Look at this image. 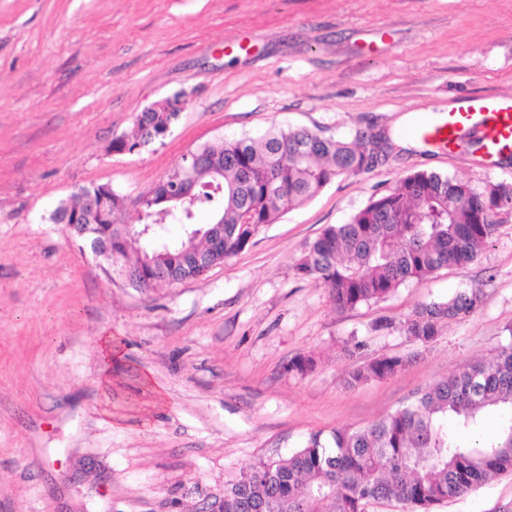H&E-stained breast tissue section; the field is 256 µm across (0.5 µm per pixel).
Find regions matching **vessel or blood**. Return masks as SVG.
<instances>
[{
  "label": "vessel or blood",
  "mask_w": 512,
  "mask_h": 512,
  "mask_svg": "<svg viewBox=\"0 0 512 512\" xmlns=\"http://www.w3.org/2000/svg\"><path fill=\"white\" fill-rule=\"evenodd\" d=\"M410 135L450 152L474 133L486 160L512 155V97L464 99L445 112L417 113Z\"/></svg>",
  "instance_id": "b4317fda"
}]
</instances>
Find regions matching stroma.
Listing matches in <instances>:
<instances>
[{
    "mask_svg": "<svg viewBox=\"0 0 512 512\" xmlns=\"http://www.w3.org/2000/svg\"><path fill=\"white\" fill-rule=\"evenodd\" d=\"M243 48L227 50L231 40ZM512 95V0H0V512H200L259 460L314 433L362 429L512 342V208L479 260L336 309L297 275L308 242L407 173L481 192L512 159L475 143L403 148L404 115ZM167 134L109 149L159 100ZM388 131L370 170L334 179L202 278L148 291L105 272L51 215L79 187L136 200L219 139L271 128ZM482 289L483 305L427 345L397 327L416 307ZM119 357L101 358L104 338ZM408 356L396 375L350 371ZM315 361L306 375L298 357ZM434 512H512V475ZM409 362V357L404 356L376 358L350 372L346 383L355 387L372 380L386 379L403 370Z\"/></svg>",
    "mask_w": 512,
    "mask_h": 512,
    "instance_id": "obj_1",
    "label": "stroma"
}]
</instances>
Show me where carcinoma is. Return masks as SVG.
I'll return each instance as SVG.
<instances>
[{
    "instance_id": "1",
    "label": "carcinoma",
    "mask_w": 512,
    "mask_h": 512,
    "mask_svg": "<svg viewBox=\"0 0 512 512\" xmlns=\"http://www.w3.org/2000/svg\"><path fill=\"white\" fill-rule=\"evenodd\" d=\"M159 107L141 112L117 151L145 147L177 120ZM374 134L351 141L305 129L268 131L260 138L218 140L197 149L194 211L211 210L222 224L194 222L168 174L142 210L138 224H118L125 198L106 185L81 188L67 211L78 215L80 238L112 239L116 268L127 285L148 290L196 280L245 251L259 230L293 206L315 197L342 174L370 169L366 155ZM94 197L96 207L83 204ZM512 186L476 192L436 172L416 171L371 200L346 224L329 225L308 243L295 264L297 274L325 288L336 307L352 309L387 298L400 285L441 268L476 261L495 235L500 202ZM244 214L251 223H240ZM484 302L471 288L446 302L416 308L399 323L412 341L426 345L445 321L467 315ZM410 359L385 356L349 373L355 387L403 370ZM497 427L483 432L489 411ZM512 474V342L486 364L475 362L457 374L419 390L405 407L365 429L315 433L296 451L261 459L224 486L222 512H364L370 500L395 501L411 512H433L494 475Z\"/></svg>"
}]
</instances>
